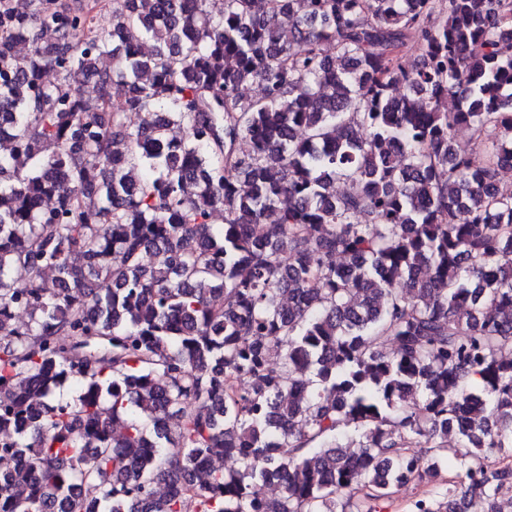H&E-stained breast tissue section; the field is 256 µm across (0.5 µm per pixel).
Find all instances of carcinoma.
I'll return each instance as SVG.
<instances>
[{"label":"carcinoma","mask_w":512,"mask_h":512,"mask_svg":"<svg viewBox=\"0 0 512 512\" xmlns=\"http://www.w3.org/2000/svg\"><path fill=\"white\" fill-rule=\"evenodd\" d=\"M207 2L0 0V512H501L512 0ZM448 480V471L441 472V478L430 484H409L402 487L391 499L380 501L377 512H408L410 503L420 497L428 496L430 493L442 490L445 481ZM445 487V485H444Z\"/></svg>","instance_id":"1"}]
</instances>
